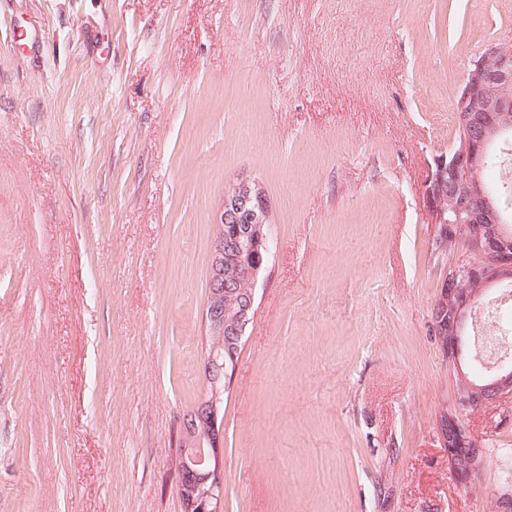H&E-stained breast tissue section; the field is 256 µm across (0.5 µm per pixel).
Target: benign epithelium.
Segmentation results:
<instances>
[{"label":"benign epithelium","instance_id":"benign-epithelium-1","mask_svg":"<svg viewBox=\"0 0 512 512\" xmlns=\"http://www.w3.org/2000/svg\"><path fill=\"white\" fill-rule=\"evenodd\" d=\"M461 117V141L448 160L437 163L429 185L431 223L438 225L436 240L450 247L459 237L466 251L482 263L460 261L441 285L436 307L437 333L448 359L459 355L460 332L474 302L491 283L512 277V242L500 230L501 216L491 204L479 172L492 140L512 127V45H493L474 59L465 86L455 101ZM234 224L235 235L224 237V225ZM267 202L254 181L241 180L224 195L217 223L209 278L205 322L211 344L204 363L208 391L184 418L176 470L182 512H220L224 475L218 457L223 380L234 372L245 328L254 314L256 285L270 255ZM240 251L249 288H235L236 273L225 268L224 257ZM512 396V365L500 366L480 384L461 393V405L482 407ZM444 447L457 474L468 475L482 449L459 424L441 430Z\"/></svg>","mask_w":512,"mask_h":512}]
</instances>
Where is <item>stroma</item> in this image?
<instances>
[{
  "label": "stroma",
  "mask_w": 512,
  "mask_h": 512,
  "mask_svg": "<svg viewBox=\"0 0 512 512\" xmlns=\"http://www.w3.org/2000/svg\"><path fill=\"white\" fill-rule=\"evenodd\" d=\"M512 0H0V512H182L224 191L271 255L224 387L222 512H512V398L433 330L428 186ZM456 415L483 450L458 476ZM512 396V365H501L480 384H468L462 391L460 402L469 408L482 407Z\"/></svg>",
  "instance_id": "stroma-1"
}]
</instances>
